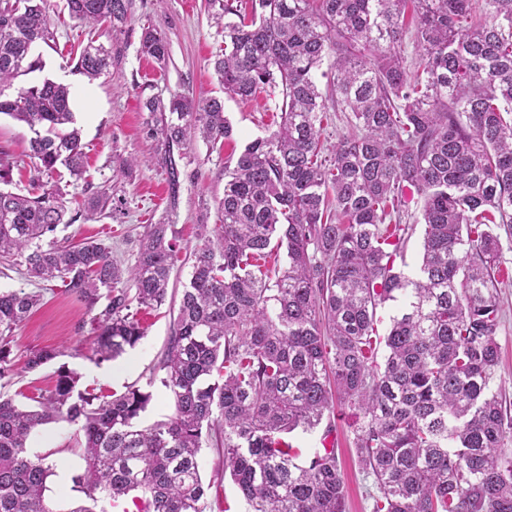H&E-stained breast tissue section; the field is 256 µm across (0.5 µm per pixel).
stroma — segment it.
<instances>
[{"label": "stroma", "instance_id": "stroma-1", "mask_svg": "<svg viewBox=\"0 0 512 512\" xmlns=\"http://www.w3.org/2000/svg\"><path fill=\"white\" fill-rule=\"evenodd\" d=\"M65 0H49V14L55 26L54 47H41L43 76L68 84L73 91L72 110L80 131L86 171L82 179L64 186V201L72 224L59 225L57 238L78 241L94 238L105 243L112 261L127 269L134 265L146 225H173L177 245L170 285L181 288L188 279L191 257L199 240L197 227L217 222V207L224 195V168L233 164L251 140L268 135L280 121L266 96L243 102L225 95L213 71V60L224 50V32L216 19L221 13L218 0H131L129 19L123 30L102 33L101 43L111 45L116 59L109 75L88 81L73 72L69 52L87 37V30L72 20ZM161 31L170 44V60L159 68L140 52L143 27ZM180 92L198 99L220 97L233 132L223 146L214 149L203 140L183 148L180 162L181 190L171 199L166 172L161 164V143L152 129L146 100L169 98ZM112 189V207L96 219H87L78 202L103 187ZM502 326L498 336L501 363L496 384L502 404L512 413V284L502 286ZM135 317L145 336L135 348L120 357L95 363L90 358L94 339L92 315L67 293L61 281L45 284L43 303L15 332L12 358L17 369L5 395L38 396L53 389L59 366L77 372L80 387L103 394H121L132 384L149 388L152 401L141 416L149 425L173 412L169 391L155 381L154 372L164 353L173 324L169 305L136 308ZM59 349L56 362L30 373L22 372L24 356L34 348ZM356 416L349 410L336 414L338 444L336 455L346 479L347 512H370L371 480L366 479L352 446ZM75 428L59 420L44 426L31 437L34 452L48 455L53 465L49 497L57 512H68L80 499L73 491L71 477L81 459L74 447ZM204 481H219V495H208L204 512H249L236 485L225 475L213 449L200 456Z\"/></svg>", "mask_w": 512, "mask_h": 512}]
</instances>
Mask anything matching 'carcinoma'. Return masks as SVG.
Returning a JSON list of instances; mask_svg holds the SVG:
<instances>
[{"mask_svg": "<svg viewBox=\"0 0 512 512\" xmlns=\"http://www.w3.org/2000/svg\"><path fill=\"white\" fill-rule=\"evenodd\" d=\"M409 1L411 74L402 47ZM47 2L0 0V115L33 133L27 165L42 188H0V264L64 283L93 314L91 354L101 363L143 339L133 304L175 299L176 232L147 226L128 271L133 294L118 287L123 272L103 243L54 237L66 214L62 171L78 179L84 168L71 92L50 78L13 88L43 69L37 49L55 41ZM129 2L66 5L82 25L118 30ZM234 2L222 4L218 83L242 100L266 94L281 122L224 167L219 224L200 227L160 366L174 412L141 428L151 392L130 386L109 399L78 389L63 366L35 407L1 395L0 512H58L47 497L53 464L29 450L31 435L56 420L76 426L84 462L72 476L82 504L69 512H105L99 502L130 495L137 512H202L212 489L200 472L205 447L221 455L251 512H345L339 407L359 418L354 448L378 490L371 512H512V416L494 390L498 290L512 280L500 260V232L512 242V0H251L248 15ZM140 52L166 65L167 38L143 29ZM111 67L112 47L92 39L74 71L92 81ZM145 108L175 196V152L198 137L221 145L232 125L216 97L175 92ZM332 111L349 113L353 132L325 159ZM19 165L0 152V182ZM411 187L423 201L414 277L401 270L416 228L403 209ZM110 201L99 191L85 210ZM272 245L286 248L285 266L267 267ZM399 295L405 307L382 336L378 309ZM41 299L0 292V380L13 372L14 331ZM59 355L31 349L25 369ZM321 424L322 448L297 462L284 435Z\"/></svg>", "mask_w": 512, "mask_h": 512, "instance_id": "1", "label": "carcinoma"}]
</instances>
